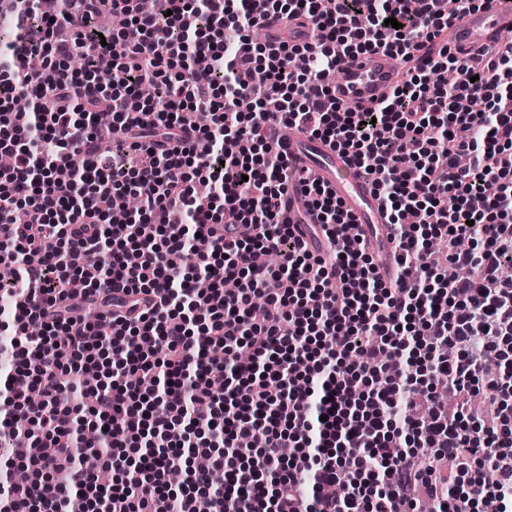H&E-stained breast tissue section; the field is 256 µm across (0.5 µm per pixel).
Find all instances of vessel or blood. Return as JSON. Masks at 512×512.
Instances as JSON below:
<instances>
[{
    "mask_svg": "<svg viewBox=\"0 0 512 512\" xmlns=\"http://www.w3.org/2000/svg\"><path fill=\"white\" fill-rule=\"evenodd\" d=\"M512 30V0H487L481 9L457 20L442 38L450 47L475 54L501 45L504 32ZM402 80L395 58L382 52L362 56L352 63L336 83V99L345 106L377 104L383 91L394 89ZM290 165H307L313 179L332 189L358 224L363 238H371V227L386 221L371 180L324 140L302 134H289L283 142ZM302 187L289 183L283 198L282 218L296 223Z\"/></svg>",
    "mask_w": 512,
    "mask_h": 512,
    "instance_id": "vessel-or-blood-1",
    "label": "vessel or blood"
}]
</instances>
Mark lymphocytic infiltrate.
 I'll return each mask as SVG.
<instances>
[{"label":"lymphocytic infiltrate","mask_w":512,"mask_h":512,"mask_svg":"<svg viewBox=\"0 0 512 512\" xmlns=\"http://www.w3.org/2000/svg\"><path fill=\"white\" fill-rule=\"evenodd\" d=\"M39 6L0 0L15 31L0 47V264L14 268L0 512H71L76 497L85 512H199L205 497L212 512H417L424 497L433 512H512V366L484 370L512 338V53L476 68L435 43L473 0ZM105 11L138 38L91 29ZM272 16L310 22V42H253ZM378 50L413 69L376 108L337 104L338 60ZM99 56L128 81L67 68ZM258 72L278 108L241 112ZM187 109L208 150L184 139ZM284 124L371 176L392 278L319 182L304 192L324 246L281 222ZM104 132L111 151L84 155ZM128 196L134 219L100 207ZM434 239L448 248L428 263ZM266 252L277 265L241 262ZM19 461L35 479L15 482Z\"/></svg>","instance_id":"lymphocytic-infiltrate-1"}]
</instances>
